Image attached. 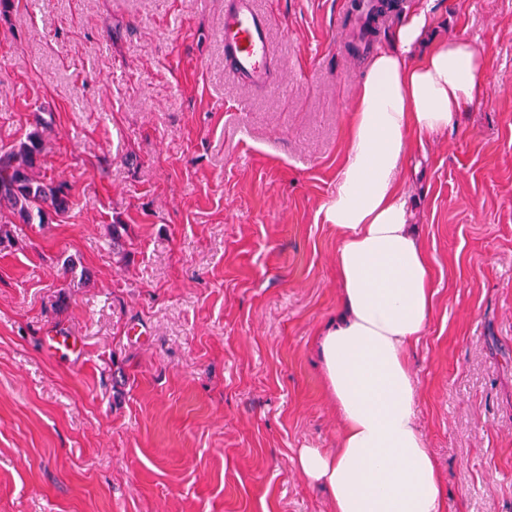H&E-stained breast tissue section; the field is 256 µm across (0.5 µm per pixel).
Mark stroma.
<instances>
[{
  "label": "stroma",
  "instance_id": "35a3bbf8",
  "mask_svg": "<svg viewBox=\"0 0 512 512\" xmlns=\"http://www.w3.org/2000/svg\"><path fill=\"white\" fill-rule=\"evenodd\" d=\"M224 2L0 15V147L43 109L74 202L55 224L0 217V512H332L297 467L342 429L317 348L340 308L324 211L364 63L415 0L372 35L351 0H255L272 90L226 68ZM424 4L420 50L466 30L487 91L399 175L433 275L417 424L446 512H512V0ZM53 327L78 360L44 352Z\"/></svg>",
  "mask_w": 512,
  "mask_h": 512
}]
</instances>
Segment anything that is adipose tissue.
Segmentation results:
<instances>
[{
	"instance_id": "obj_1",
	"label": "adipose tissue",
	"mask_w": 512,
	"mask_h": 512,
	"mask_svg": "<svg viewBox=\"0 0 512 512\" xmlns=\"http://www.w3.org/2000/svg\"><path fill=\"white\" fill-rule=\"evenodd\" d=\"M428 26L426 10L411 11L391 47L367 59L343 177L325 208L342 234L341 307L318 347L343 426L336 448L300 449L297 464L328 493L332 512H445L406 358L431 308L432 274L396 175L409 137L451 127L483 96L487 75L465 33L418 52Z\"/></svg>"
}]
</instances>
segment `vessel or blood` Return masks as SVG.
I'll list each match as a JSON object with an SVG mask.
<instances>
[{
    "instance_id": "vessel-or-blood-1",
    "label": "vessel or blood",
    "mask_w": 512,
    "mask_h": 512,
    "mask_svg": "<svg viewBox=\"0 0 512 512\" xmlns=\"http://www.w3.org/2000/svg\"><path fill=\"white\" fill-rule=\"evenodd\" d=\"M271 18L257 11L253 0H226L224 4V56L238 79L252 87L273 84L269 60ZM52 356L68 360L82 352L76 337L55 331L47 339Z\"/></svg>"
}]
</instances>
